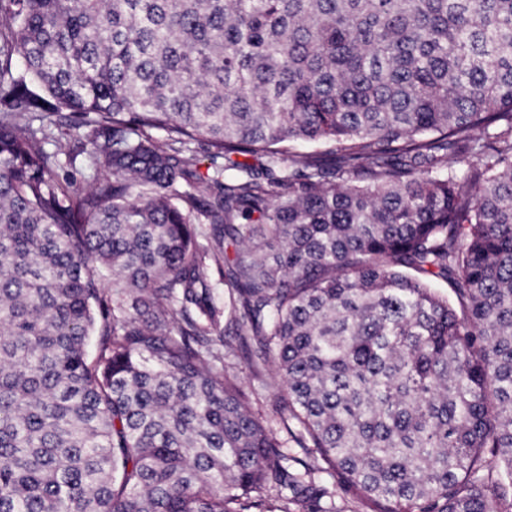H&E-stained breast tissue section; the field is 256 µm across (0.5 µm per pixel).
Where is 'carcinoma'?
I'll return each instance as SVG.
<instances>
[{"mask_svg": "<svg viewBox=\"0 0 512 512\" xmlns=\"http://www.w3.org/2000/svg\"><path fill=\"white\" fill-rule=\"evenodd\" d=\"M290 441L512 512V0H0V512H343ZM234 371L246 390L252 393V404L255 410H258L264 417L270 420L278 419V397L275 393L274 386L277 379L269 372L263 379L255 378L248 365L243 359L235 358Z\"/></svg>", "mask_w": 512, "mask_h": 512, "instance_id": "obj_1", "label": "carcinoma"}]
</instances>
